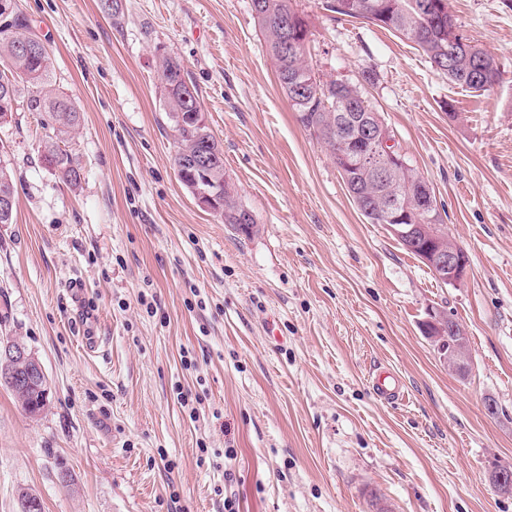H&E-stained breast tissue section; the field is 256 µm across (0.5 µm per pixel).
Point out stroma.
I'll use <instances>...</instances> for the list:
<instances>
[{"label":"stroma","mask_w":512,"mask_h":512,"mask_svg":"<svg viewBox=\"0 0 512 512\" xmlns=\"http://www.w3.org/2000/svg\"><path fill=\"white\" fill-rule=\"evenodd\" d=\"M325 5L293 0L311 63L382 114L469 256L466 284L356 209L283 95L251 0H119L115 18L99 0H17L82 114L85 179L71 190L43 162L41 114L0 128L18 189L0 337H21L49 381L36 418L0 385V512L24 491L44 512H224L228 496L239 512H512L485 476L512 463V0H448L501 64L481 94ZM165 55L198 87L252 235L177 178ZM432 309L464 328L467 376L422 333ZM379 365L401 400L373 393Z\"/></svg>","instance_id":"35a3bbf8"}]
</instances>
